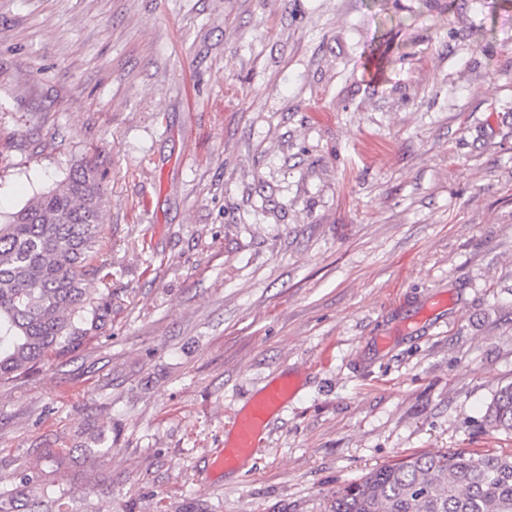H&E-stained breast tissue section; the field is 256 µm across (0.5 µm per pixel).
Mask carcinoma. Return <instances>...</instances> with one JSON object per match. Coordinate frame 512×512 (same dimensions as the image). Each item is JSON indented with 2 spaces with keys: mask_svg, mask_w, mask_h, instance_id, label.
Masks as SVG:
<instances>
[{
  "mask_svg": "<svg viewBox=\"0 0 512 512\" xmlns=\"http://www.w3.org/2000/svg\"><path fill=\"white\" fill-rule=\"evenodd\" d=\"M102 204L87 162L0 222V383L75 351L101 321L103 294L88 284L101 271ZM485 424L512 433V383L495 392ZM31 481L19 475L11 512H52L55 491ZM326 512H512V452H416L338 487Z\"/></svg>",
  "mask_w": 512,
  "mask_h": 512,
  "instance_id": "cac0c4a2",
  "label": "carcinoma"
}]
</instances>
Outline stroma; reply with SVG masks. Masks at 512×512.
<instances>
[{
	"mask_svg": "<svg viewBox=\"0 0 512 512\" xmlns=\"http://www.w3.org/2000/svg\"><path fill=\"white\" fill-rule=\"evenodd\" d=\"M102 175L94 337L0 384V493L324 512L412 452L512 451V0H0V211ZM264 448L210 469L283 371ZM485 424L493 431L512 433V383L495 392L485 414Z\"/></svg>",
	"mask_w": 512,
	"mask_h": 512,
	"instance_id": "stroma-1",
	"label": "stroma"
}]
</instances>
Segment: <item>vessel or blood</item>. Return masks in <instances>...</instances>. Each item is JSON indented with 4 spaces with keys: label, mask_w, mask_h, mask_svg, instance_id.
<instances>
[{
    "label": "vessel or blood",
    "mask_w": 512,
    "mask_h": 512,
    "mask_svg": "<svg viewBox=\"0 0 512 512\" xmlns=\"http://www.w3.org/2000/svg\"><path fill=\"white\" fill-rule=\"evenodd\" d=\"M297 389L295 378L280 376L268 381L247 404L237 411L225 434L224 447L214 456V469L235 470L267 440L268 427Z\"/></svg>",
    "instance_id": "b4317fda"
}]
</instances>
